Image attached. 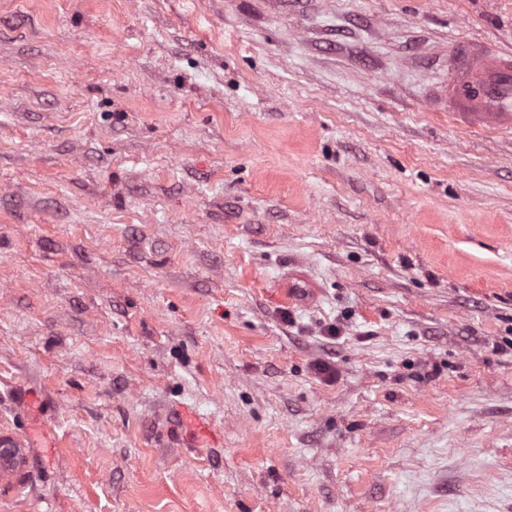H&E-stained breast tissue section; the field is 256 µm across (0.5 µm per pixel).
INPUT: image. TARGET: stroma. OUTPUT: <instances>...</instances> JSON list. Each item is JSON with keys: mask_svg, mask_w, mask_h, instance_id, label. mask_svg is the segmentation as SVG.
<instances>
[{"mask_svg": "<svg viewBox=\"0 0 512 512\" xmlns=\"http://www.w3.org/2000/svg\"><path fill=\"white\" fill-rule=\"evenodd\" d=\"M463 38L512 0H0V512H512V130L428 102Z\"/></svg>", "mask_w": 512, "mask_h": 512, "instance_id": "1", "label": "stroma"}]
</instances>
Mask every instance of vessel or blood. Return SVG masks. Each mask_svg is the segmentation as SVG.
<instances>
[{
    "label": "vessel or blood",
    "instance_id": "1",
    "mask_svg": "<svg viewBox=\"0 0 512 512\" xmlns=\"http://www.w3.org/2000/svg\"><path fill=\"white\" fill-rule=\"evenodd\" d=\"M442 99L469 126L512 128V50L457 43Z\"/></svg>",
    "mask_w": 512,
    "mask_h": 512
}]
</instances>
